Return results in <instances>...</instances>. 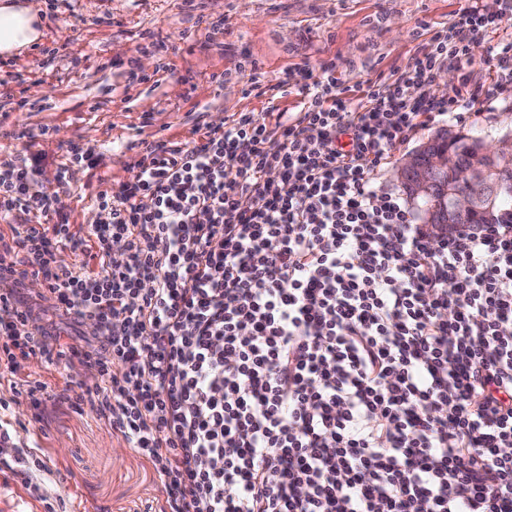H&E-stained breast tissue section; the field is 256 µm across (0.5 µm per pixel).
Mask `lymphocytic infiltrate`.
Masks as SVG:
<instances>
[{"label":"lymphocytic infiltrate","instance_id":"1","mask_svg":"<svg viewBox=\"0 0 512 512\" xmlns=\"http://www.w3.org/2000/svg\"><path fill=\"white\" fill-rule=\"evenodd\" d=\"M511 18L512 0H466L358 101L335 68L298 66L276 85L297 111L140 140L125 181L77 143L52 170L31 140L1 158L0 376L32 356L93 368L80 404L148 460L169 512H512V224L434 247L372 181L418 128L470 118L481 89L433 96L442 68L486 47L512 98ZM74 164L99 174L83 235L51 216ZM32 279L82 349L45 346Z\"/></svg>","mask_w":512,"mask_h":512}]
</instances>
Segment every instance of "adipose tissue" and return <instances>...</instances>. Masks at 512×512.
Returning <instances> with one entry per match:
<instances>
[{"instance_id": "ef3b65f1", "label": "adipose tissue", "mask_w": 512, "mask_h": 512, "mask_svg": "<svg viewBox=\"0 0 512 512\" xmlns=\"http://www.w3.org/2000/svg\"><path fill=\"white\" fill-rule=\"evenodd\" d=\"M41 7L38 0H0V54L9 56L40 42Z\"/></svg>"}]
</instances>
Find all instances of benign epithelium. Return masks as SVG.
<instances>
[{"label":"benign epithelium","mask_w":512,"mask_h":512,"mask_svg":"<svg viewBox=\"0 0 512 512\" xmlns=\"http://www.w3.org/2000/svg\"><path fill=\"white\" fill-rule=\"evenodd\" d=\"M470 164L457 161L435 136L405 154L395 169L397 182L413 198L439 187L440 199L419 216L428 225L433 245L452 239L476 212L493 213L492 200L505 182L512 183V135L496 140L468 142Z\"/></svg>","instance_id":"benign-epithelium-1"}]
</instances>
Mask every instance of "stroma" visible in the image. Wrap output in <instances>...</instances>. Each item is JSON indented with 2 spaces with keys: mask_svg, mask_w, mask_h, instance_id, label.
Segmentation results:
<instances>
[{
  "mask_svg": "<svg viewBox=\"0 0 512 512\" xmlns=\"http://www.w3.org/2000/svg\"><path fill=\"white\" fill-rule=\"evenodd\" d=\"M61 0L57 16L42 12L45 36L13 59L21 80L0 85V158L15 151V133L41 132L49 162L63 161L69 144L104 152L109 179L132 175L128 144L168 128L190 137L194 103L207 105L206 122L234 112L260 113L266 97L245 96V63H255L266 84L309 62L335 65L352 97L378 75L407 69L419 41V22L450 25L464 0ZM217 21L208 38L197 16ZM156 45L133 53L142 38ZM224 76L223 84L211 81ZM497 138L512 133V99L483 100L467 123H436L412 133L392 153L391 165L376 171L381 191L400 192L394 162L440 130ZM71 190L59 193L58 216L73 231L86 232L95 218L78 190L93 184L83 167L70 170ZM40 379L58 400L33 408L13 391ZM93 384L90 370L74 372L22 360L16 374L0 378V399H11L0 419L13 427L16 442L39 448L49 469L32 485L15 486L0 473V512H44V502H61L63 512H168L167 495L150 464L113 433L95 413L63 399L64 389Z\"/></svg>",
  "mask_w": 512,
  "mask_h": 512,
  "instance_id": "stroma-1",
  "label": "stroma"
}]
</instances>
